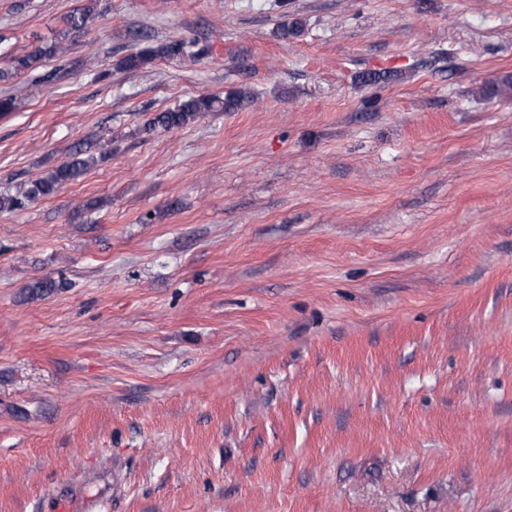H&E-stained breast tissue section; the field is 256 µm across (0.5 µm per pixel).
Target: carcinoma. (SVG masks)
<instances>
[{
  "instance_id": "cac0c4a2",
  "label": "carcinoma",
  "mask_w": 512,
  "mask_h": 512,
  "mask_svg": "<svg viewBox=\"0 0 512 512\" xmlns=\"http://www.w3.org/2000/svg\"><path fill=\"white\" fill-rule=\"evenodd\" d=\"M95 0L73 10L65 18L67 34L75 35L85 28L94 11ZM65 48L54 43L39 47L30 54L14 57L9 68L0 70V81H7L14 75L32 67L43 56H56ZM202 51L193 49V44L183 39H172L153 47H146L125 56L119 67L126 71H140L148 67L157 58L196 62ZM246 99L242 92H232L221 98L218 96H198L184 101L177 108L157 114L148 124L147 130L179 128L208 112L231 111ZM94 156L89 150L78 145L69 158L45 175L20 183L12 189L0 191V214H9L19 210L39 198L55 194L62 186L79 180L87 171Z\"/></svg>"
}]
</instances>
